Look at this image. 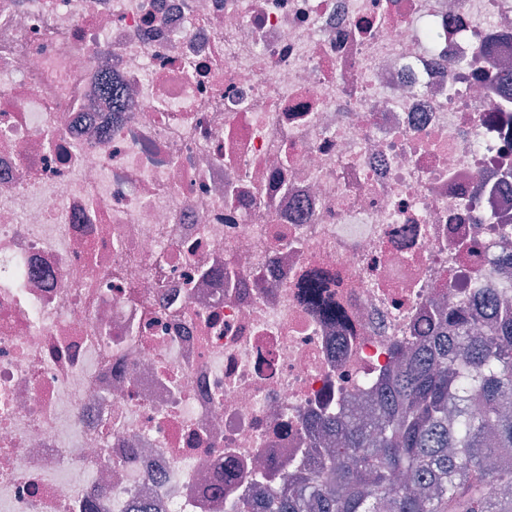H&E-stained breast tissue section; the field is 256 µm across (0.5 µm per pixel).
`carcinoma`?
Returning <instances> with one entry per match:
<instances>
[{"label": "carcinoma", "mask_w": 512, "mask_h": 512, "mask_svg": "<svg viewBox=\"0 0 512 512\" xmlns=\"http://www.w3.org/2000/svg\"><path fill=\"white\" fill-rule=\"evenodd\" d=\"M422 352L394 344L371 423L328 418L336 447L260 512H512V316L476 335L436 307Z\"/></svg>", "instance_id": "1"}]
</instances>
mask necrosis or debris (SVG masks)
Wrapping results in <instances>:
<instances>
[{"instance_id": "4bbe7bcc", "label": "necrosis or debris", "mask_w": 512, "mask_h": 512, "mask_svg": "<svg viewBox=\"0 0 512 512\" xmlns=\"http://www.w3.org/2000/svg\"><path fill=\"white\" fill-rule=\"evenodd\" d=\"M495 60L512 0H0V512L251 503L437 298L500 315Z\"/></svg>"}]
</instances>
